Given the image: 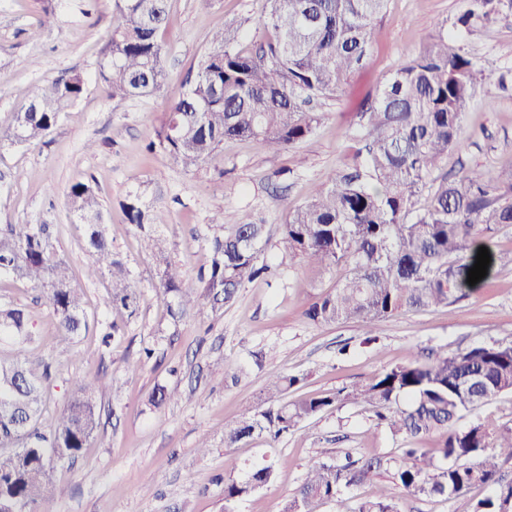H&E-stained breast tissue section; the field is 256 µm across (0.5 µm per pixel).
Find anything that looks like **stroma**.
Returning <instances> with one entry per match:
<instances>
[{"label": "stroma", "instance_id": "1", "mask_svg": "<svg viewBox=\"0 0 512 512\" xmlns=\"http://www.w3.org/2000/svg\"><path fill=\"white\" fill-rule=\"evenodd\" d=\"M54 5L56 21L48 27L40 23L41 0H0V129L11 126L20 110L17 89L75 73L86 82L83 96L50 136L0 148V229L49 224L52 244L86 295L90 326L72 339L59 336L48 305L23 281L0 278V300L29 314L33 341L27 361L52 364L43 423L54 422L79 377L99 375L120 391L98 397L99 428L91 446L74 463L56 466L54 497L36 512H277L310 461L346 454L383 461L370 480L349 489V497L364 498L376 486L392 485V460L402 442L375 426L365 405L345 404L319 413L277 442L261 436L231 450L224 447V427L258 403L273 371L299 377L288 392L294 401L366 383L417 352L512 341L510 266H493L452 309L387 319L378 328L377 343L368 344L356 323L319 325L305 316L312 303L337 288L343 268L319 270L283 261L278 246L287 205L306 202L328 174L362 166L367 101L391 70L418 55L440 24L463 11V0H388L371 32L368 65L349 77L341 94L316 102L323 119L310 137L278 153L257 140H228L196 174L163 154L147 153L145 145L160 129L168 103L183 92L184 76L196 71L208 51L214 29L239 25L238 46L246 52L271 38L261 25L265 0H170L161 33L168 79L158 93L123 101L109 97L98 74L112 0H55ZM458 43L485 60L489 73L465 112L460 148L441 161L437 173L454 178L479 172L497 180L512 171V9L504 8ZM30 59L36 68L27 67ZM78 181L90 183L112 217V249L127 261L138 292L134 316L107 307L105 281L84 275L92 258L67 196ZM136 189L146 201L158 203V230L191 286L201 285L200 273L208 265L207 224L222 209L264 221L267 242L260 259L278 265V275L241 288L229 307L171 324L168 301L155 289L156 263L141 251L120 208ZM103 322L122 330L106 346L99 333ZM146 348L153 351L148 360L142 357ZM159 385L186 397L152 406L149 396ZM203 441L211 445L204 456L197 451ZM229 455L243 470L274 460V481L225 502ZM488 494V488L476 486L457 498H404L400 509L473 512Z\"/></svg>", "mask_w": 512, "mask_h": 512}]
</instances>
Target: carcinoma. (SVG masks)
Instances as JSON below:
<instances>
[{"mask_svg": "<svg viewBox=\"0 0 512 512\" xmlns=\"http://www.w3.org/2000/svg\"><path fill=\"white\" fill-rule=\"evenodd\" d=\"M452 29L473 32L499 13L503 0H464ZM387 0H266L264 28L274 37L253 53L236 46V31L219 28L201 57L196 78L167 109L166 119L147 151L162 153L186 172H198L227 138H256L277 152L312 134L321 113L317 98L336 95L349 75L366 67L370 31ZM168 0H112L111 25L98 63L112 97L154 94L166 78L165 44L159 39ZM483 63L462 53L455 39L438 33L413 59L397 66L368 103L364 170L331 173L281 225L279 248L289 259L318 269L341 266L336 290L305 311L315 324L355 322L374 340L380 322L402 312L452 307L466 296L469 268L478 238L512 224V173L507 190L484 175L435 178L448 153L461 143V117L484 80ZM78 75L47 80L21 92L15 124L0 130V145L48 137L82 96ZM426 195V204L417 198ZM72 213L85 225V248L94 257L86 275L108 276L106 305L137 310V294L125 262L112 251L104 207L90 184L69 187ZM120 207L135 226L160 268L159 292L171 298L175 322L201 309L234 303L239 288L268 271L258 265L265 225L250 216L219 211L209 222L210 253L204 294L188 285L169 260L166 241L155 235L156 205L132 191ZM40 290L66 338L88 328L82 293L72 284L69 262L49 242L47 224H10L0 232V276ZM18 358L0 360V512L19 504L32 512L54 495L50 470L76 458L99 427L95 395L112 386L85 377L55 422L44 427L52 365L33 368L19 359L31 340L28 315L0 303V339ZM297 376L269 373L264 402L236 419L224 432L234 448L256 435L276 441L303 421L345 403L369 407L378 426L404 439L393 478L408 497H458L475 485L491 490L473 512H512V480L503 478L499 460L512 459V427L467 423V416L512 394V342H492L464 350L415 356L385 369L366 384L290 403ZM181 399L176 389L159 386L155 405ZM438 434L439 447L422 446ZM380 464H363L346 454L312 461L304 479L279 512H313L318 503H336V512H400L385 487L348 504L347 489L363 483ZM276 476L271 460L254 464L240 478L224 482V501L253 494Z\"/></svg>", "mask_w": 512, "mask_h": 512, "instance_id": "carcinoma-1", "label": "carcinoma"}]
</instances>
